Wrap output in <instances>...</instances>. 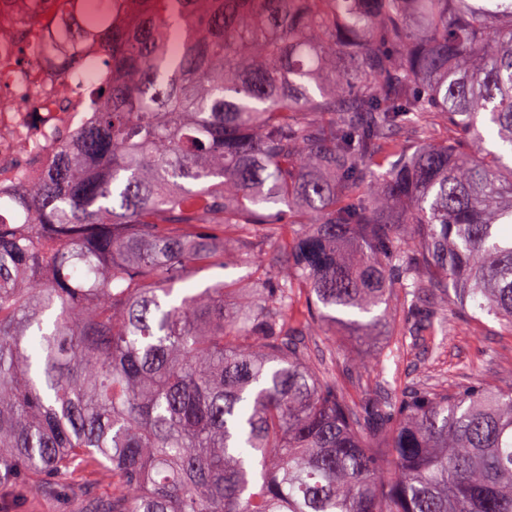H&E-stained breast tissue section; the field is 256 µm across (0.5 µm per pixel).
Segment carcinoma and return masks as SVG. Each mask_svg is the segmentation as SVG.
Listing matches in <instances>:
<instances>
[{"label":"carcinoma","mask_w":512,"mask_h":512,"mask_svg":"<svg viewBox=\"0 0 512 512\" xmlns=\"http://www.w3.org/2000/svg\"><path fill=\"white\" fill-rule=\"evenodd\" d=\"M8 2L17 71L93 116L0 221V473L84 512H512V388L359 395L313 339L512 334V0H40L38 42ZM227 235L269 271L173 296Z\"/></svg>","instance_id":"1"}]
</instances>
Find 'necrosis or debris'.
I'll return each instance as SVG.
<instances>
[{"label":"necrosis or debris","mask_w":512,"mask_h":512,"mask_svg":"<svg viewBox=\"0 0 512 512\" xmlns=\"http://www.w3.org/2000/svg\"><path fill=\"white\" fill-rule=\"evenodd\" d=\"M26 86L0 96V195L8 196L22 182L35 180L55 153L58 136L76 134L92 118L90 101L82 95L61 97L56 70L35 67L25 74ZM49 116L38 142L29 129L36 122L32 100Z\"/></svg>","instance_id":"necrosis-or-debris-1"}]
</instances>
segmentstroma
Segmentation results:
<instances>
[{"label": "stroma", "instance_id": "obj_1", "mask_svg": "<svg viewBox=\"0 0 512 512\" xmlns=\"http://www.w3.org/2000/svg\"><path fill=\"white\" fill-rule=\"evenodd\" d=\"M267 246L243 250L228 242L226 268L198 269L191 276L190 286L202 289L224 280L237 282L239 287H251L254 271L265 263ZM325 344L339 349L342 357L356 360L368 384L379 377L393 379L407 375L427 376L447 380L449 386L465 385L472 370H482L487 381L494 385H512V335L503 333L492 317L482 323H460L450 336L442 356L437 361L418 364L413 357L391 358L392 338L386 331L358 337L345 329L325 337ZM79 503L53 495L38 488L34 481L18 484L0 483V512H79Z\"/></svg>", "mask_w": 512, "mask_h": 512}]
</instances>
